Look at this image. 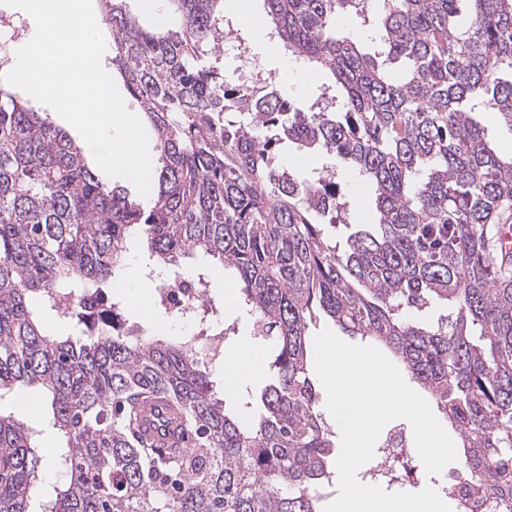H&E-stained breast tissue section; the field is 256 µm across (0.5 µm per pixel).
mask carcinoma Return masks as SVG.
Here are the masks:
<instances>
[{
    "mask_svg": "<svg viewBox=\"0 0 512 512\" xmlns=\"http://www.w3.org/2000/svg\"><path fill=\"white\" fill-rule=\"evenodd\" d=\"M176 28L101 0L112 67L141 104L164 165L139 203L0 82V393L38 389L65 437L66 475L32 507L41 431L0 409V512H322L336 431L310 377V324L330 317L386 347L458 432L476 498L512 500V270L496 258L512 216V156L476 120L512 130V0H263L283 53L327 73L337 109L243 86L222 57L224 0H170ZM373 33L369 52L336 20ZM294 144L333 164L299 171ZM374 195L354 224L336 168ZM143 236L187 276L202 251L244 284L270 380L231 414L193 339L142 338L108 302ZM447 313L430 312L440 303ZM58 312L53 334L39 310ZM477 119L485 126L488 136L496 151L508 156L512 153V131L499 121L494 112L479 113Z\"/></svg>",
    "mask_w": 512,
    "mask_h": 512,
    "instance_id": "cac0c4a2",
    "label": "carcinoma"
}]
</instances>
